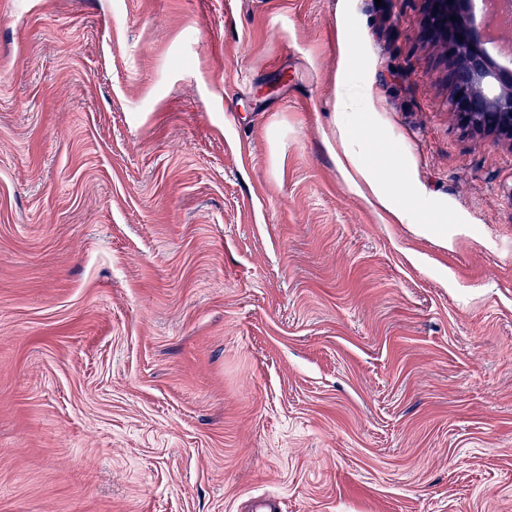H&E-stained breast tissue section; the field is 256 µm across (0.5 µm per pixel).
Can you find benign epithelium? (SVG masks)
<instances>
[{"label":"benign epithelium","instance_id":"7a95c632","mask_svg":"<svg viewBox=\"0 0 512 512\" xmlns=\"http://www.w3.org/2000/svg\"><path fill=\"white\" fill-rule=\"evenodd\" d=\"M428 25L450 62V110L461 126L512 140V68L500 66L473 35L470 0H426Z\"/></svg>","mask_w":512,"mask_h":512}]
</instances>
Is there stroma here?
<instances>
[{
	"label": "stroma",
	"instance_id": "obj_1",
	"mask_svg": "<svg viewBox=\"0 0 512 512\" xmlns=\"http://www.w3.org/2000/svg\"><path fill=\"white\" fill-rule=\"evenodd\" d=\"M448 94L424 0H0V512H512V142ZM338 164L351 179H357L365 183L372 191L378 203L398 221L403 222L404 213L393 205V198L395 196L393 191L377 179L373 167L361 163L357 154L347 149H344V160L338 157Z\"/></svg>",
	"mask_w": 512,
	"mask_h": 512
}]
</instances>
